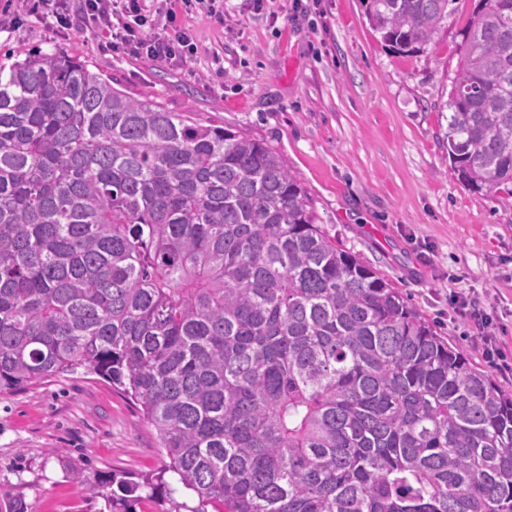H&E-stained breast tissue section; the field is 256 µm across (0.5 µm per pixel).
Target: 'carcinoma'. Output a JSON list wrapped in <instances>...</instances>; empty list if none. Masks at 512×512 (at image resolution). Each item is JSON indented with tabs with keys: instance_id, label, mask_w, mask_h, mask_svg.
<instances>
[{
	"instance_id": "obj_1",
	"label": "carcinoma",
	"mask_w": 512,
	"mask_h": 512,
	"mask_svg": "<svg viewBox=\"0 0 512 512\" xmlns=\"http://www.w3.org/2000/svg\"><path fill=\"white\" fill-rule=\"evenodd\" d=\"M449 2L366 16L415 53ZM444 107L460 180L512 183V0H479ZM81 367L142 406L191 512H512V396L273 148L33 50L0 66V390Z\"/></svg>"
}]
</instances>
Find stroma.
I'll list each match as a JSON object with an SVG mask.
<instances>
[{
	"label": "stroma",
	"mask_w": 512,
	"mask_h": 512,
	"mask_svg": "<svg viewBox=\"0 0 512 512\" xmlns=\"http://www.w3.org/2000/svg\"><path fill=\"white\" fill-rule=\"evenodd\" d=\"M478 0H454L421 52L374 32L363 0H224L188 23L198 52L174 65L113 52L85 25L60 32L0 0V56L55 50L113 87L272 147L305 188L331 239L398 288L469 363L512 393V184L465 186L448 160V99ZM462 292L489 314L502 358L489 362L458 317ZM67 449L86 480L56 460ZM155 428L112 383L78 370L0 392V504L29 512H103L106 479L159 471Z\"/></svg>",
	"instance_id": "stroma-1"
}]
</instances>
